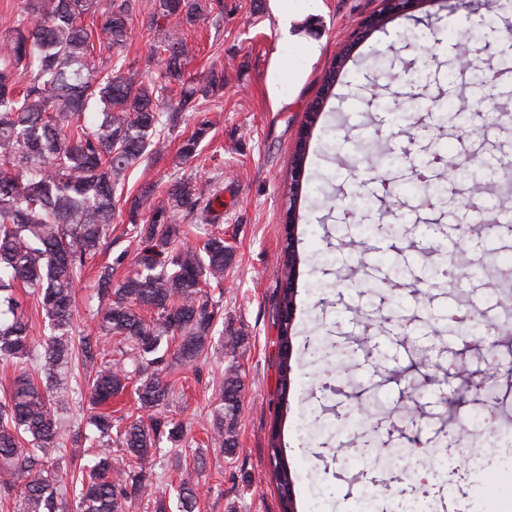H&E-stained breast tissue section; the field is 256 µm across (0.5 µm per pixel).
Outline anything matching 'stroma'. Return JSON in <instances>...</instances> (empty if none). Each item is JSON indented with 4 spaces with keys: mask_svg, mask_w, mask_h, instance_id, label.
<instances>
[{
    "mask_svg": "<svg viewBox=\"0 0 512 512\" xmlns=\"http://www.w3.org/2000/svg\"><path fill=\"white\" fill-rule=\"evenodd\" d=\"M380 0H310L299 20L281 15L280 0H224V18L187 31L194 57L191 73L223 71L222 91L200 98L195 111L179 116L161 153L148 167L130 170L125 192L133 196L153 185L158 191L179 177H193L209 187L206 216L177 217L187 240L206 221L233 249L221 284L223 318L215 343L196 367H177L168 376L175 396L168 417L183 422L187 436L179 447L163 443L154 458V491L174 508L182 482L196 490L199 512H281L270 462L271 446H279L294 481L297 512H354L355 495L336 477L370 472L378 482L379 500L399 494V472L372 460L348 455L334 463L329 451L350 442V430L335 431L339 415L360 392L387 402L391 413L380 426V456L401 450L403 456L438 459L423 470L426 488L446 512H512V447L499 449L483 468L472 466L486 456L495 433L483 420L512 419V344L492 341L484 332L452 336L448 317L465 297L480 299L477 316L495 323L503 319L490 283L491 263L512 265V231L482 224L463 247L478 276L464 292L452 286L430 287L441 250L422 235L426 225L450 231L449 215L464 216L471 194L469 182L447 181L446 202L424 208L413 185V165L430 156L428 142L441 133L451 157L479 159L489 153L512 155V130L491 124L474 110L464 127L440 125L437 114L423 109L428 99L442 97L449 112L462 98H474L472 73L460 72L453 41L458 32L471 40L488 38L503 28L496 0H425L415 11L387 20L357 42L330 95L322 88L332 62L356 24L371 15ZM486 22L472 24L473 15ZM125 48L139 80L157 78L150 56L156 44L141 20H134ZM318 41L316 59L301 54L302 41ZM417 59L426 79L413 82L404 64ZM322 100V112L310 131H303L309 105ZM415 112L424 128L411 135L409 126L393 123L391 110ZM211 123L201 154L178 164L176 153L198 119ZM389 137L398 162L359 179L338 164L368 140L374 130ZM304 155V177L290 193L293 164ZM396 187L386 200L383 185ZM295 207L297 222L287 226L286 211ZM403 217L406 238L392 237L388 224ZM363 236L370 252L360 255L343 246L344 236ZM294 242L296 315L294 352L290 362L287 405H280V369L274 305L284 279V249ZM140 238L120 213L107 242L88 263L76 288L80 316L77 334L93 327L98 301L93 288L100 267L112 265L115 279L132 273ZM362 306L375 315L403 320L404 337L383 338L374 353L357 349L350 366L351 382L336 380L327 352L352 345L362 336L350 310ZM242 332L236 352L223 346L224 333ZM237 365L244 381L237 422L238 448L223 454L212 439V422L228 365ZM485 380L479 393L466 391L467 378ZM466 426L468 440L452 456L442 455L449 424Z\"/></svg>",
    "mask_w": 512,
    "mask_h": 512,
    "instance_id": "1",
    "label": "stroma"
}]
</instances>
